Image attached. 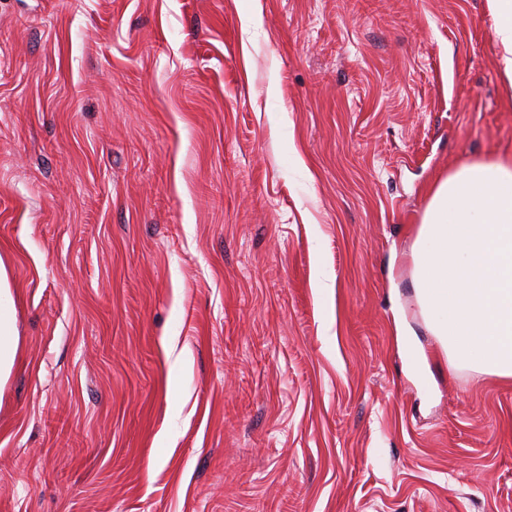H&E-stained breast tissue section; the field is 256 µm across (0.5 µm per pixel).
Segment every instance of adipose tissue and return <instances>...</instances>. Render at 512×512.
<instances>
[{
    "mask_svg": "<svg viewBox=\"0 0 512 512\" xmlns=\"http://www.w3.org/2000/svg\"><path fill=\"white\" fill-rule=\"evenodd\" d=\"M499 63L512 83V0H488ZM417 301L449 360L512 378V157L466 161L435 184L411 253ZM0 268V385L17 351Z\"/></svg>",
    "mask_w": 512,
    "mask_h": 512,
    "instance_id": "1",
    "label": "adipose tissue"
}]
</instances>
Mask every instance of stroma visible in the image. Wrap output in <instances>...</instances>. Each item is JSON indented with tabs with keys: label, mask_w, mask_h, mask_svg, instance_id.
I'll return each mask as SVG.
<instances>
[{
	"label": "stroma",
	"mask_w": 512,
	"mask_h": 512,
	"mask_svg": "<svg viewBox=\"0 0 512 512\" xmlns=\"http://www.w3.org/2000/svg\"><path fill=\"white\" fill-rule=\"evenodd\" d=\"M490 25L0 0V512H512V380L410 264L435 182L512 154ZM0 385L9 378L17 351L15 326L11 313L13 304L3 266L0 265Z\"/></svg>",
	"instance_id": "1"
}]
</instances>
